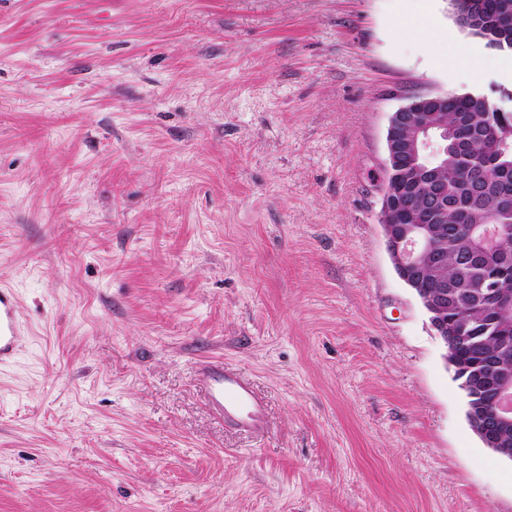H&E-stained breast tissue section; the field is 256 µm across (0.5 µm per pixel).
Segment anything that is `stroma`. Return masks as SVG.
<instances>
[{
	"label": "stroma",
	"mask_w": 512,
	"mask_h": 512,
	"mask_svg": "<svg viewBox=\"0 0 512 512\" xmlns=\"http://www.w3.org/2000/svg\"><path fill=\"white\" fill-rule=\"evenodd\" d=\"M502 57L448 0H0V512H512L379 220L391 113ZM27 336L15 293L11 288L0 287V364L16 356ZM195 381L208 405L225 423L252 432L263 428L265 408L262 399L251 382L224 360L202 362Z\"/></svg>",
	"instance_id": "stroma-1"
}]
</instances>
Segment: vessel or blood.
I'll use <instances>...</instances> for the list:
<instances>
[{
	"instance_id": "obj_1",
	"label": "vessel or blood",
	"mask_w": 512,
	"mask_h": 512,
	"mask_svg": "<svg viewBox=\"0 0 512 512\" xmlns=\"http://www.w3.org/2000/svg\"><path fill=\"white\" fill-rule=\"evenodd\" d=\"M27 336L28 329L19 315L15 293L0 287V364L16 356ZM195 381L211 409L225 423L252 432L263 428V401L251 382L233 367L221 360L202 362Z\"/></svg>"
}]
</instances>
